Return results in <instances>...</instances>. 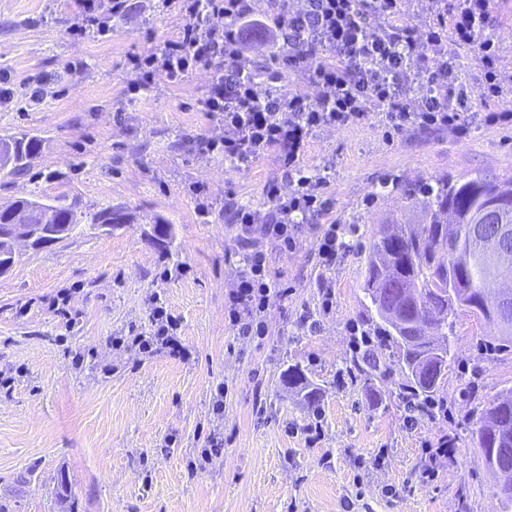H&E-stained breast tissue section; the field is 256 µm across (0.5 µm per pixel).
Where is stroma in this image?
<instances>
[{
  "label": "stroma",
  "instance_id": "1",
  "mask_svg": "<svg viewBox=\"0 0 512 512\" xmlns=\"http://www.w3.org/2000/svg\"><path fill=\"white\" fill-rule=\"evenodd\" d=\"M73 22L72 0H0V75L45 92L37 106L0 104V138L42 140L25 174L0 170V205L42 195L112 209L119 221L39 250L18 243V262L0 276V503L10 512H502L470 436L482 406L512 388L511 354L478 359L493 328L460 314L445 421L409 413L392 347L373 344L379 370L363 373L348 342L367 319L360 285L374 227L414 218L405 188L512 176V127L391 137L373 119L314 133L304 163L327 167L329 209L298 226L294 249L266 245L268 334L242 337L224 321L249 251L234 208L263 205L276 162L199 153L201 140L224 135L201 105L211 67L178 85L159 74L129 89L130 57L177 36L178 8L127 0L98 38H74ZM391 178L397 190L383 191ZM158 221L171 225V244L157 239ZM328 224L341 225L348 247L326 272L318 249ZM324 276L335 304L313 328L301 317L316 311ZM61 297L62 315L52 310ZM156 297L179 321L184 354L113 347V337L149 329ZM294 365L319 388L317 410L284 383ZM444 432L456 438L454 456L423 481L424 444Z\"/></svg>",
  "mask_w": 512,
  "mask_h": 512
}]
</instances>
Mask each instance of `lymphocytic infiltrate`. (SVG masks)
Masks as SVG:
<instances>
[{
  "mask_svg": "<svg viewBox=\"0 0 512 512\" xmlns=\"http://www.w3.org/2000/svg\"><path fill=\"white\" fill-rule=\"evenodd\" d=\"M413 0H146L152 12L178 6L180 36L131 59L133 90L156 74L181 83L194 68L220 59L203 107L224 129L204 143L207 153L239 164L268 155L279 174L263 189L260 208L236 209L239 235L251 248L229 293L227 318L240 336H263L273 296L264 244L296 245L297 224L322 215L330 200L327 181L303 163L311 135L329 126L359 125L377 116L396 131L412 128L467 134L480 122L512 125V98L499 81L503 68L490 35L499 0H428L429 21L415 22ZM70 32L84 38L105 34L109 20L124 17L126 0H74ZM261 37L277 67L255 70L246 45ZM477 49L479 82L462 76L459 49ZM314 88H289L288 75ZM482 101L484 111L473 109ZM148 331L131 343L140 352L178 350L176 318L155 303Z\"/></svg>",
  "mask_w": 512,
  "mask_h": 512,
  "instance_id": "lymphocytic-infiltrate-1",
  "label": "lymphocytic infiltrate"
}]
</instances>
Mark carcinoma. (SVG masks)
Listing matches in <instances>:
<instances>
[{
    "mask_svg": "<svg viewBox=\"0 0 512 512\" xmlns=\"http://www.w3.org/2000/svg\"><path fill=\"white\" fill-rule=\"evenodd\" d=\"M40 147V140L27 133L0 140V169L15 174L27 170ZM407 197L419 206L421 219L413 224L392 219L375 233L361 284L370 317L361 332L392 343L406 371L404 389L420 400H433L448 373L459 312L466 311L497 330V335L484 342L481 358L512 353V309L501 313L485 304L486 296L496 291L498 264L475 234L483 209L512 197V177L434 179L415 186ZM44 202L40 196L23 198L0 209V275L19 260L13 245L4 240L18 208L27 212L28 224L39 232L38 249L49 245L43 231L50 222L67 225L70 237L82 233L86 224L114 223L109 209L80 212L59 198L53 200L56 214L49 219ZM390 284L413 290L421 304L404 299L398 302L396 312H382L381 292ZM287 381L289 387L304 391L307 404L318 403V388L310 386L301 368L288 369ZM472 440L487 468L495 461L494 448L509 449L508 465L512 467V389L481 408Z\"/></svg>",
    "mask_w": 512,
    "mask_h": 512,
    "instance_id": "1",
    "label": "carcinoma"
}]
</instances>
